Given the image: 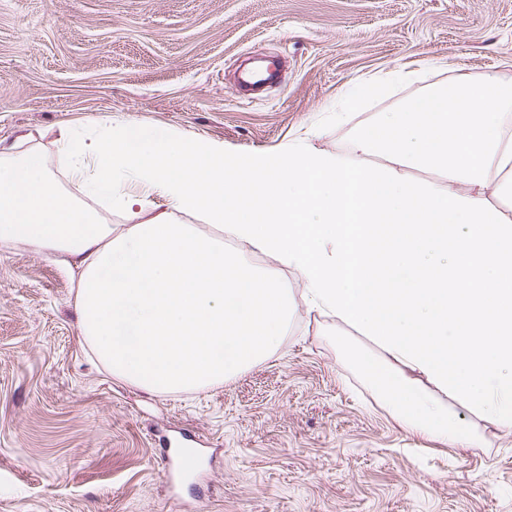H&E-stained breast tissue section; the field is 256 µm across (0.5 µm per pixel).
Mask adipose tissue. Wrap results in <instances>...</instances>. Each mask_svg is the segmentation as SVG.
<instances>
[{
    "label": "adipose tissue",
    "mask_w": 512,
    "mask_h": 512,
    "mask_svg": "<svg viewBox=\"0 0 512 512\" xmlns=\"http://www.w3.org/2000/svg\"><path fill=\"white\" fill-rule=\"evenodd\" d=\"M58 142L71 178L128 225L64 196L30 150L0 154V242L60 256L83 342L113 377L157 395L223 384L277 352L295 278L310 309L368 342L351 360L401 428L471 448L464 409L512 434V209L498 203L512 199L511 83L431 88L361 127L350 156L294 144L234 160L129 127ZM188 213L213 234L180 223Z\"/></svg>",
    "instance_id": "obj_1"
}]
</instances>
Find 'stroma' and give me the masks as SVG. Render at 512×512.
Masks as SVG:
<instances>
[{
	"instance_id": "obj_1",
	"label": "stroma",
	"mask_w": 512,
	"mask_h": 512,
	"mask_svg": "<svg viewBox=\"0 0 512 512\" xmlns=\"http://www.w3.org/2000/svg\"><path fill=\"white\" fill-rule=\"evenodd\" d=\"M279 79L243 98L241 64ZM512 81V0H0V145L99 122L223 144L235 159L358 128L448 79ZM388 93L344 111L345 90ZM294 314L278 352L212 389L154 395L94 365L69 269L0 242V512H512V436L405 433L348 362L349 328Z\"/></svg>"
}]
</instances>
